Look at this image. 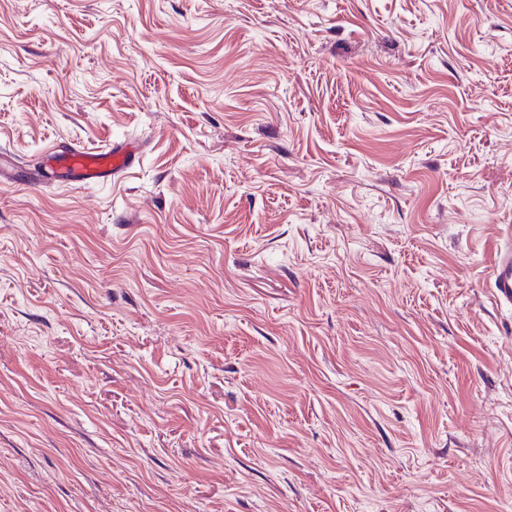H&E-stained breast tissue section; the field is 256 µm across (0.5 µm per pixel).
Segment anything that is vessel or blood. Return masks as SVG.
I'll return each instance as SVG.
<instances>
[{"mask_svg": "<svg viewBox=\"0 0 512 512\" xmlns=\"http://www.w3.org/2000/svg\"><path fill=\"white\" fill-rule=\"evenodd\" d=\"M138 155L132 144H114L89 151L75 146L57 145L42 159L45 180L90 186L129 170ZM491 286L501 305L512 306V238L497 248L491 263Z\"/></svg>", "mask_w": 512, "mask_h": 512, "instance_id": "obj_1", "label": "vessel or blood"}]
</instances>
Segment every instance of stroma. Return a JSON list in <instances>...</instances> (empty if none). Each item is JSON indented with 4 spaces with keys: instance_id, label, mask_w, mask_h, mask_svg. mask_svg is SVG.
Returning <instances> with one entry per match:
<instances>
[{
    "instance_id": "1",
    "label": "stroma",
    "mask_w": 512,
    "mask_h": 512,
    "mask_svg": "<svg viewBox=\"0 0 512 512\" xmlns=\"http://www.w3.org/2000/svg\"><path fill=\"white\" fill-rule=\"evenodd\" d=\"M0 150V512H512V0H0ZM139 150L130 143L113 144L104 150L89 151L75 146L57 145L42 159L43 178L47 181L90 186L125 173ZM491 288L499 305L512 306V238L497 248L491 263Z\"/></svg>"
}]
</instances>
